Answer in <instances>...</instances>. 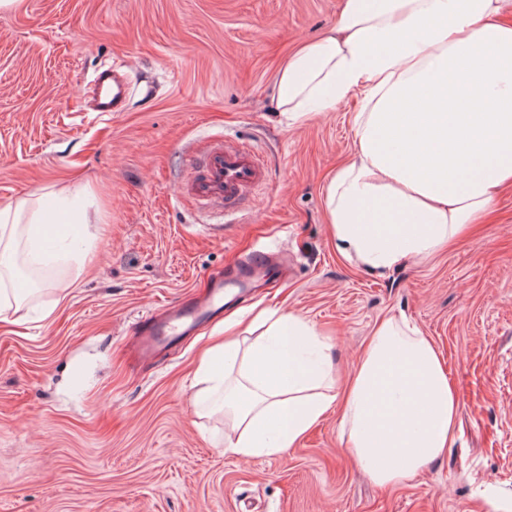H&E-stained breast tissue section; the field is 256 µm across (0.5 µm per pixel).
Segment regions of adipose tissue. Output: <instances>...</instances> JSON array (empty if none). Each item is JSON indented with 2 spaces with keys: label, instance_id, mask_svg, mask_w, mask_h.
Here are the masks:
<instances>
[{
  "label": "adipose tissue",
  "instance_id": "1",
  "mask_svg": "<svg viewBox=\"0 0 512 512\" xmlns=\"http://www.w3.org/2000/svg\"><path fill=\"white\" fill-rule=\"evenodd\" d=\"M353 95L364 106L326 189L331 235L348 260L391 271L456 242L512 185V0H342L336 28L284 62L274 103L296 124ZM91 205L81 185L0 203L1 316L23 304L7 284L18 251L42 261L47 225L90 224ZM247 331L197 368L202 402L229 423L226 451L282 455L336 411L357 465L395 485L454 443L450 372L406 319L376 328L343 386L304 317L263 311Z\"/></svg>",
  "mask_w": 512,
  "mask_h": 512
}]
</instances>
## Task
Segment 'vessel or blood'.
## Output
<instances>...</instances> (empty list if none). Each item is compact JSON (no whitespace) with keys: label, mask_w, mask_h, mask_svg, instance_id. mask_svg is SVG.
Listing matches in <instances>:
<instances>
[{"label":"vessel or blood","mask_w":512,"mask_h":512,"mask_svg":"<svg viewBox=\"0 0 512 512\" xmlns=\"http://www.w3.org/2000/svg\"><path fill=\"white\" fill-rule=\"evenodd\" d=\"M129 89L130 83L124 72H101L95 79L93 89L95 111H122ZM201 163L199 174L188 186L193 199L201 204L238 203L265 176L257 156L230 141L209 147L203 153ZM223 293V282H215L208 298L179 307L168 318L146 319L140 332L141 355L150 357L157 345L177 335L183 324L206 317L211 312L215 299L220 298Z\"/></svg>","instance_id":"obj_1"}]
</instances>
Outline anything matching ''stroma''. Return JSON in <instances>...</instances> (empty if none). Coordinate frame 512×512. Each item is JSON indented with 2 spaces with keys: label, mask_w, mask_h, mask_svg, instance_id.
I'll list each match as a JSON object with an SVG mask.
<instances>
[{
  "label": "stroma",
  "mask_w": 512,
  "mask_h": 512,
  "mask_svg": "<svg viewBox=\"0 0 512 512\" xmlns=\"http://www.w3.org/2000/svg\"><path fill=\"white\" fill-rule=\"evenodd\" d=\"M340 0H25L0 12V202L86 185L93 258L51 252L59 277L0 321V512H482L512 500V189L452 249L379 275L345 259L326 185L354 151L348 98L288 125L271 97L284 57L336 23ZM129 76L122 111L91 82ZM228 138L264 180L235 208L195 204L194 160ZM282 275L139 362L141 323L195 302L256 248ZM302 315L338 379L376 324L406 316L449 366L459 431L411 482L380 486L336 415L279 457L224 450V417L197 409L196 368L252 306Z\"/></svg>",
  "instance_id": "1"
}]
</instances>
